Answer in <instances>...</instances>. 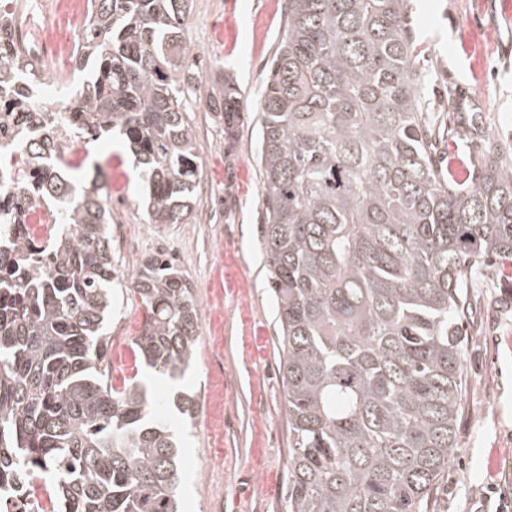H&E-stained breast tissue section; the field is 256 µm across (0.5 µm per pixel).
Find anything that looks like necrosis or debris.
Wrapping results in <instances>:
<instances>
[{"instance_id":"necrosis-or-debris-1","label":"necrosis or debris","mask_w":512,"mask_h":512,"mask_svg":"<svg viewBox=\"0 0 512 512\" xmlns=\"http://www.w3.org/2000/svg\"><path fill=\"white\" fill-rule=\"evenodd\" d=\"M24 0H0V17L12 20L10 45L24 49L34 62L53 57L57 49L52 30L32 35L18 18ZM22 87L30 98L26 107L14 103L12 92L0 89V222L21 224L30 231L52 225L54 211L33 188L34 170L29 166L31 148L47 128L66 130L69 114L65 102L51 87L42 72L24 76ZM39 479L26 474L18 475L8 486L0 488V512H52L53 506L38 492Z\"/></svg>"}]
</instances>
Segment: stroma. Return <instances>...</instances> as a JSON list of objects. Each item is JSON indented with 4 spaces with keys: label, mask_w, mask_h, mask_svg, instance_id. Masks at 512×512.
Listing matches in <instances>:
<instances>
[{
    "label": "stroma",
    "mask_w": 512,
    "mask_h": 512,
    "mask_svg": "<svg viewBox=\"0 0 512 512\" xmlns=\"http://www.w3.org/2000/svg\"><path fill=\"white\" fill-rule=\"evenodd\" d=\"M410 32L426 77L422 104L435 119L441 160L457 152L478 182L488 158L512 160V0H408ZM80 0H60L47 15L23 16L35 33L54 28L60 42L44 64L60 92L79 79L72 56ZM283 0H192L184 37L192 74H204L189 95L198 147V204L184 224L149 223L143 184L121 139H77L71 173L98 177L109 202L118 284L105 320V360L115 386L146 382L182 449L177 490L183 512H285L288 420L280 383L276 306L262 255L266 222L260 201L257 100L283 29ZM242 92L233 119L209 103L218 79ZM160 257L190 281L197 303L198 342L184 378L170 382L135 358L142 326L130 273ZM463 327L459 448L436 483L429 512H495L486 497L512 499V258L489 260L468 273ZM194 394V416L169 405Z\"/></svg>",
    "instance_id": "obj_1"
}]
</instances>
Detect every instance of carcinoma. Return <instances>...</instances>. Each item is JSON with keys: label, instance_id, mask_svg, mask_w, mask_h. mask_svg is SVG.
<instances>
[{"label": "carcinoma", "instance_id": "cac0c4a2", "mask_svg": "<svg viewBox=\"0 0 512 512\" xmlns=\"http://www.w3.org/2000/svg\"><path fill=\"white\" fill-rule=\"evenodd\" d=\"M407 0H283L259 94L264 256L281 339L288 512H427L456 454L463 284L479 260L512 257V167L479 184L432 156L417 100ZM191 0H94L74 55L89 70L69 121L125 137L148 222L182 224L198 177L182 95ZM221 107L241 111L224 83ZM31 151L57 229L0 235V485L54 475L58 512H179L178 449L138 382L112 386L111 213L98 178ZM146 366L183 378L198 341L191 285L152 257L131 275Z\"/></svg>", "mask_w": 512, "mask_h": 512}]
</instances>
